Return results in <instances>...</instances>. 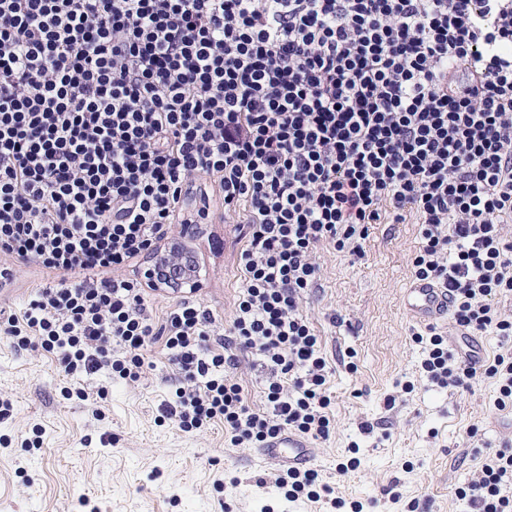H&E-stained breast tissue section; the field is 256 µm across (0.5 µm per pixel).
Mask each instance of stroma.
<instances>
[{"mask_svg": "<svg viewBox=\"0 0 512 512\" xmlns=\"http://www.w3.org/2000/svg\"><path fill=\"white\" fill-rule=\"evenodd\" d=\"M199 301L229 323L241 283L240 243L220 199L210 204ZM412 223L373 224L358 253L319 251L318 287L303 314L320 334L334 372L333 428L315 441L311 466L327 492L287 501L277 466L255 448L235 447L223 424L185 433L159 423L172 367L153 348L139 382L101 371L65 376L56 357L0 341V395L13 402L0 420V512H335L331 499L365 512H462L457 490L475 479L486 449L512 444V413L496 410L495 386L440 388L420 373L413 340L422 326L404 312L419 241ZM88 400L68 399L64 388ZM373 424L364 432V424ZM39 439L36 448L27 447ZM357 458V467L341 464Z\"/></svg>", "mask_w": 512, "mask_h": 512, "instance_id": "1", "label": "stroma"}]
</instances>
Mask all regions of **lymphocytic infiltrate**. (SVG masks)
<instances>
[{"label": "lymphocytic infiltrate", "instance_id": "f902f5d3", "mask_svg": "<svg viewBox=\"0 0 512 512\" xmlns=\"http://www.w3.org/2000/svg\"><path fill=\"white\" fill-rule=\"evenodd\" d=\"M213 192L242 230L230 324L190 296L154 317L127 269L175 263L172 225L200 223ZM409 219L414 275L447 288L454 328L509 344L475 362L428 328L427 381L492 379L512 411V317L493 304L512 296V0H0V292L14 260L58 279L0 313L15 349L135 382L158 345L181 431L324 440L330 368L301 311L315 256ZM243 354L265 412L231 375ZM457 496L512 512V448Z\"/></svg>", "mask_w": 512, "mask_h": 512}]
</instances>
